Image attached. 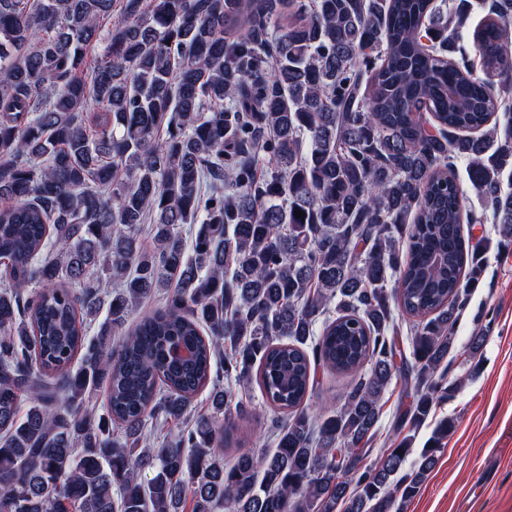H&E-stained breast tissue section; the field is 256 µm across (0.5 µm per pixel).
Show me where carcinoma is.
<instances>
[{"instance_id": "carcinoma-1", "label": "carcinoma", "mask_w": 512, "mask_h": 512, "mask_svg": "<svg viewBox=\"0 0 512 512\" xmlns=\"http://www.w3.org/2000/svg\"><path fill=\"white\" fill-rule=\"evenodd\" d=\"M451 2L0 0V512H401L419 493L453 420L401 469L491 248L464 234L459 162L512 237V0L468 46L470 0ZM226 343L222 378L286 417L229 467ZM318 365L351 382L314 418ZM398 373L405 435L370 461ZM208 386L223 425L147 444Z\"/></svg>"}]
</instances>
